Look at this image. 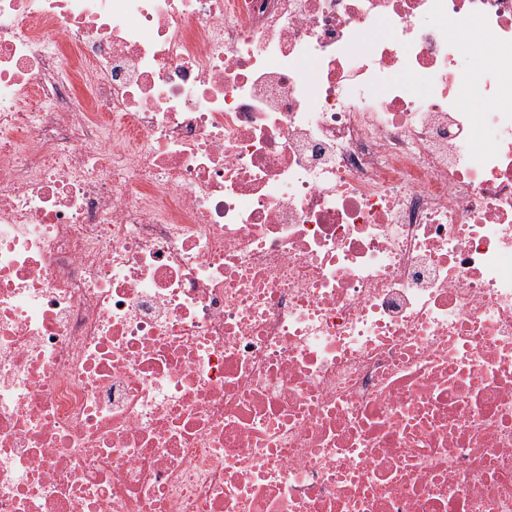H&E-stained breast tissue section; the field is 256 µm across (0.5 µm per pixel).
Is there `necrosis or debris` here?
Segmentation results:
<instances>
[{
	"label": "necrosis or debris",
	"mask_w": 512,
	"mask_h": 512,
	"mask_svg": "<svg viewBox=\"0 0 512 512\" xmlns=\"http://www.w3.org/2000/svg\"><path fill=\"white\" fill-rule=\"evenodd\" d=\"M0 512H512V0H0Z\"/></svg>",
	"instance_id": "1"
}]
</instances>
